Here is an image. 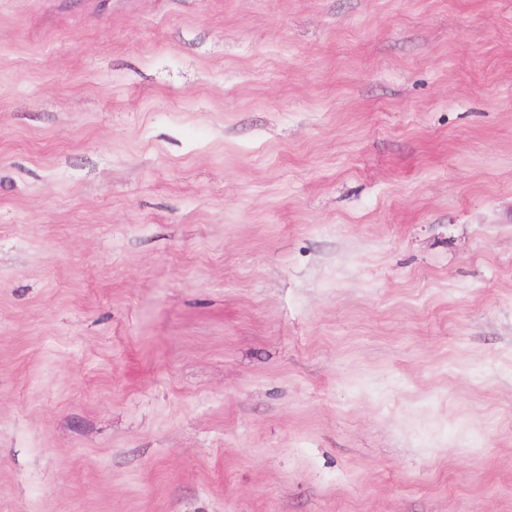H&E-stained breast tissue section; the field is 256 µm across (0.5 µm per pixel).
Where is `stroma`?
Instances as JSON below:
<instances>
[{
    "label": "stroma",
    "instance_id": "obj_1",
    "mask_svg": "<svg viewBox=\"0 0 512 512\" xmlns=\"http://www.w3.org/2000/svg\"><path fill=\"white\" fill-rule=\"evenodd\" d=\"M0 512H512V0H0Z\"/></svg>",
    "mask_w": 512,
    "mask_h": 512
}]
</instances>
